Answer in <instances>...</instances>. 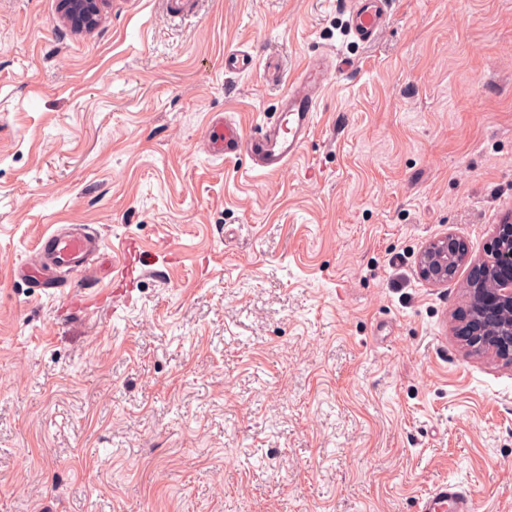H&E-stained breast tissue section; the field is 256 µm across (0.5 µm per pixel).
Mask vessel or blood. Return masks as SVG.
I'll return each instance as SVG.
<instances>
[{
  "label": "vessel or blood",
  "instance_id": "b4317fda",
  "mask_svg": "<svg viewBox=\"0 0 512 512\" xmlns=\"http://www.w3.org/2000/svg\"><path fill=\"white\" fill-rule=\"evenodd\" d=\"M349 31L358 40L371 41L390 21L388 0H345ZM344 63L337 51L324 48L309 56L294 78H287L273 61H261L253 53L234 49L224 53V71L243 74L263 69L267 79L281 92L273 112L266 114L257 133L245 130L229 116L211 118L205 134V148L214 156H244L250 171L275 174L285 169L300 153L315 124V114L325 87ZM101 236L93 230L71 231L58 227L42 235L37 243L39 265L16 267V277L27 279L32 287L57 288L56 279L45 277L44 269H77L99 255ZM416 512H474L473 494L457 483H437L417 503Z\"/></svg>",
  "mask_w": 512,
  "mask_h": 512
}]
</instances>
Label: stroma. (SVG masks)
<instances>
[{"mask_svg": "<svg viewBox=\"0 0 512 512\" xmlns=\"http://www.w3.org/2000/svg\"><path fill=\"white\" fill-rule=\"evenodd\" d=\"M370 43L344 0H0V512H415L442 480L512 512V367L454 334L469 267L512 215V0H391ZM335 47L315 129L281 172L210 157ZM59 224L90 268L15 279ZM137 254H129L128 241ZM62 17L77 30L94 29L102 16L105 7L110 0H60ZM261 58L247 50H227L224 52V72L227 74H243L258 69ZM470 260L464 239L447 236L425 245L420 254L419 271L423 280L431 284L447 283L460 265Z\"/></svg>", "mask_w": 512, "mask_h": 512, "instance_id": "stroma-1", "label": "stroma"}]
</instances>
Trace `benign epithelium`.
I'll list each match as a JSON object with an SVG mask.
<instances>
[{"label": "benign epithelium", "mask_w": 512, "mask_h": 512, "mask_svg": "<svg viewBox=\"0 0 512 512\" xmlns=\"http://www.w3.org/2000/svg\"><path fill=\"white\" fill-rule=\"evenodd\" d=\"M109 3L110 0H61L62 17L79 30H92ZM467 262L471 263L467 283L470 305L459 335L466 346L489 351L512 365V222L496 225L481 261H470L466 242L455 234L425 245L419 271L423 280L443 284Z\"/></svg>", "instance_id": "1"}]
</instances>
